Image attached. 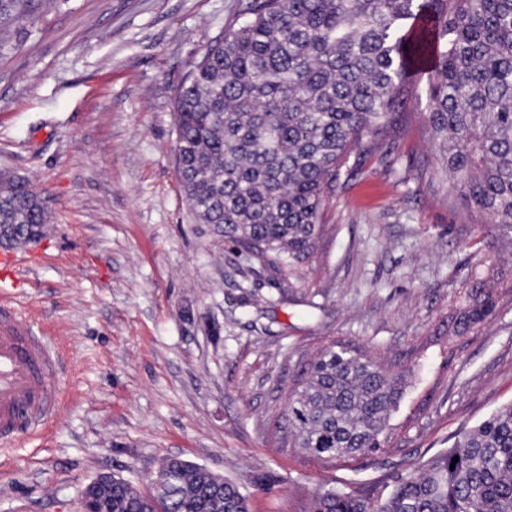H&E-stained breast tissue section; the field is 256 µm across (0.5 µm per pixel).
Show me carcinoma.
I'll return each mask as SVG.
<instances>
[{
  "label": "carcinoma",
  "mask_w": 512,
  "mask_h": 512,
  "mask_svg": "<svg viewBox=\"0 0 512 512\" xmlns=\"http://www.w3.org/2000/svg\"><path fill=\"white\" fill-rule=\"evenodd\" d=\"M43 5L0 0V54ZM419 71L429 73L424 90ZM423 91L439 174L455 180L467 211L511 234L512 0H249L176 94V164L191 214L261 267L301 277L327 190L351 157L392 136L391 115ZM0 201V224L20 225L11 248L42 235L49 213L27 180L0 175ZM493 306L492 292L471 284L448 334ZM402 398L401 375L335 341L288 392L289 443L330 464L380 454ZM159 479L147 496L113 478L112 512H250L238 485L183 458L164 461ZM308 512H512V405L386 493L320 490Z\"/></svg>",
  "instance_id": "1"
}]
</instances>
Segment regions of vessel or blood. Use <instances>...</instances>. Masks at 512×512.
<instances>
[{
  "label": "vessel or blood",
  "instance_id": "b4317fda",
  "mask_svg": "<svg viewBox=\"0 0 512 512\" xmlns=\"http://www.w3.org/2000/svg\"><path fill=\"white\" fill-rule=\"evenodd\" d=\"M53 348L17 314L0 309V438L33 432L49 419L59 392L49 376Z\"/></svg>",
  "mask_w": 512,
  "mask_h": 512
}]
</instances>
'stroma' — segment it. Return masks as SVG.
Here are the masks:
<instances>
[{
    "mask_svg": "<svg viewBox=\"0 0 512 512\" xmlns=\"http://www.w3.org/2000/svg\"><path fill=\"white\" fill-rule=\"evenodd\" d=\"M247 2L53 0L0 56V170L51 215L8 292L63 370L42 432L0 444V512H80L99 474L145 490L170 456L236 483L251 512H302L324 487L383 491L512 403V238L438 174L426 98L370 160L343 168L290 288L257 284L246 254L193 219L174 97ZM476 277L495 305L449 338ZM333 340L408 386L391 447L331 466L281 439L289 386Z\"/></svg>",
    "mask_w": 512,
    "mask_h": 512,
    "instance_id": "obj_1",
    "label": "stroma"
}]
</instances>
